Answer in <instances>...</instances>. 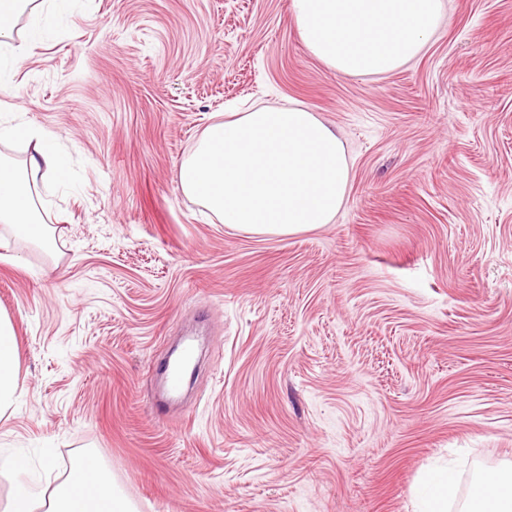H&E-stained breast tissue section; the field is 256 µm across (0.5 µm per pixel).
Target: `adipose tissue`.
<instances>
[{"label":"adipose tissue","instance_id":"1","mask_svg":"<svg viewBox=\"0 0 512 512\" xmlns=\"http://www.w3.org/2000/svg\"><path fill=\"white\" fill-rule=\"evenodd\" d=\"M69 0H0V64L24 61L41 36L44 15ZM441 0H290V12L307 49L342 76L370 77L399 69L434 35ZM28 14L30 30L16 38V22ZM24 134L32 152L23 164L0 159V223L25 242L51 238L33 197L36 180L61 183L65 152L40 130H19L0 116V141ZM350 168L342 140L301 107H258L226 113L211 123L179 168L180 190L221 223L254 236H288L331 223L348 200ZM10 316L0 311V416L21 396ZM73 477L52 491L18 484L9 512H135L113 487L95 454L78 456ZM477 512H512V473L483 476ZM455 497L449 472L427 475L418 491L419 512H448Z\"/></svg>","mask_w":512,"mask_h":512}]
</instances>
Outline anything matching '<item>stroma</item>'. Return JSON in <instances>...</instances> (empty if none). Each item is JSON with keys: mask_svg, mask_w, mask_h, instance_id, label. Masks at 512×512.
Returning <instances> with one entry per match:
<instances>
[{"mask_svg": "<svg viewBox=\"0 0 512 512\" xmlns=\"http://www.w3.org/2000/svg\"><path fill=\"white\" fill-rule=\"evenodd\" d=\"M290 0H73L0 90L56 138L35 184L56 249L0 223V311L22 396L0 418L18 482L96 454L138 512H414L430 468L512 464V0H442L396 72L337 75ZM306 108L342 140L331 224L249 236L177 175L228 107ZM195 337L192 388L160 369Z\"/></svg>", "mask_w": 512, "mask_h": 512, "instance_id": "stroma-1", "label": "stroma"}]
</instances>
